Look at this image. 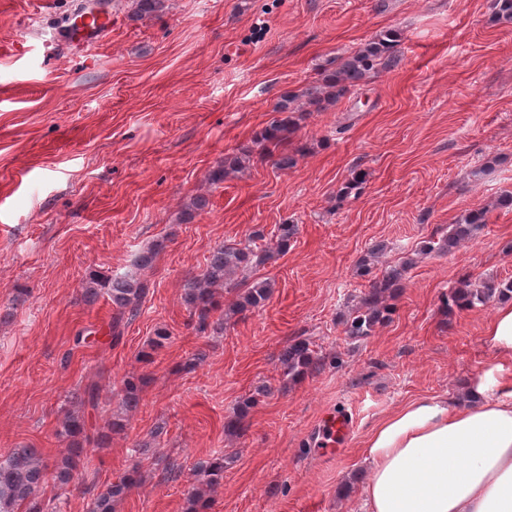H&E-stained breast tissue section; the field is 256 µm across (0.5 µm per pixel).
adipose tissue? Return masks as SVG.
Segmentation results:
<instances>
[{
  "label": "adipose tissue",
  "mask_w": 512,
  "mask_h": 512,
  "mask_svg": "<svg viewBox=\"0 0 512 512\" xmlns=\"http://www.w3.org/2000/svg\"><path fill=\"white\" fill-rule=\"evenodd\" d=\"M512 359V298L485 329ZM361 512H512V389L494 370L455 398L420 396L370 431Z\"/></svg>",
  "instance_id": "adipose-tissue-1"
}]
</instances>
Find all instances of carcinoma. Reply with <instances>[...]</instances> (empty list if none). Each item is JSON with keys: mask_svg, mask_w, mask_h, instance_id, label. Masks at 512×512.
Listing matches in <instances>:
<instances>
[{"mask_svg": "<svg viewBox=\"0 0 512 512\" xmlns=\"http://www.w3.org/2000/svg\"><path fill=\"white\" fill-rule=\"evenodd\" d=\"M166 0H132L133 14L139 18H153L165 9ZM399 61V35L387 30L376 35L363 47L340 57L320 73L317 84L300 93L288 92L275 104L274 117L254 137V143L273 157V165L279 170L296 166V155L288 152V141L305 116L319 112L324 105L335 103L354 93L378 67L390 68ZM252 149H241L239 155L227 158L224 164L212 169L207 177L211 185H218L231 173L242 168L250 160ZM487 209L482 208L464 214L458 223L448 226V236L440 248L450 250L459 243L471 239L479 226L485 223ZM297 232L295 224L277 226L275 240L262 246L237 247L221 245L210 254L202 272L188 279L183 288V300L190 314L196 319L198 328L224 329V313L217 298V290L225 288L235 294L233 311L243 313L263 304L272 291L270 281L249 279L243 272L273 260L288 249V244ZM405 268H392L382 278L374 281L364 293L355 316L345 324V334L351 338L371 335L375 327L385 323L391 314L387 303L388 294L398 288ZM145 285L136 275L121 277L92 273L86 280L82 296L85 302L93 303L100 295H107L120 313L134 314L138 311ZM512 292V282L483 281L474 284L469 280L444 300L448 310L467 309L487 303L494 296ZM280 361L291 380H296L313 370L319 362L314 350L305 339H297L282 351ZM144 378L130 376L124 381L122 403L132 411L139 403V392ZM108 432L91 438L86 433L85 422L76 411H68L61 424L60 435L68 441L55 464V480L69 483L77 461L89 451L90 445L100 448L110 432L123 429L121 420H112ZM196 469L207 476L206 488L194 489L189 497L190 512H207L210 494L224 479V457L215 456L197 464ZM46 465L34 448H16L6 458H0V512H57L39 495L45 482ZM139 482V471L132 470L118 481L105 486L96 494L92 512H114V506Z\"/></svg>", "mask_w": 512, "mask_h": 512, "instance_id": "cac0c4a2", "label": "carcinoma"}]
</instances>
